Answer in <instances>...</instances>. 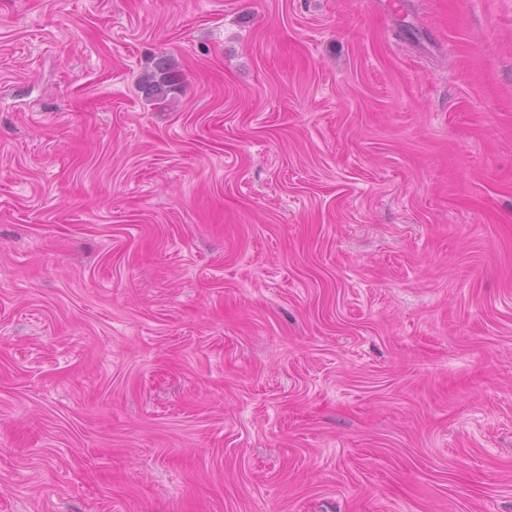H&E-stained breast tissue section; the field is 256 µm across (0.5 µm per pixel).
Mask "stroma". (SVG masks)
Masks as SVG:
<instances>
[{
	"label": "stroma",
	"mask_w": 512,
	"mask_h": 512,
	"mask_svg": "<svg viewBox=\"0 0 512 512\" xmlns=\"http://www.w3.org/2000/svg\"><path fill=\"white\" fill-rule=\"evenodd\" d=\"M0 512H512V0H0ZM140 87L155 105L167 106L182 91L183 74L177 62L165 58L140 77Z\"/></svg>",
	"instance_id": "35a3bbf8"
}]
</instances>
